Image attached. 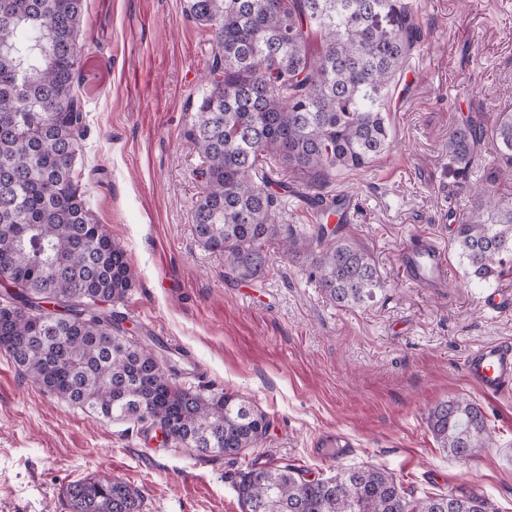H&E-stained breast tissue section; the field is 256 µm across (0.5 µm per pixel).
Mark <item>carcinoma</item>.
<instances>
[{
  "mask_svg": "<svg viewBox=\"0 0 512 512\" xmlns=\"http://www.w3.org/2000/svg\"><path fill=\"white\" fill-rule=\"evenodd\" d=\"M83 2L0 0V350L43 391L104 421L168 424L167 440L184 448L238 456L262 440L266 415L234 393L175 386L179 368L150 347L155 338L124 335L125 317L102 310L136 276L74 176L86 114L71 41ZM185 11L215 45L211 87L185 132L202 159L198 241L251 281L263 276L274 240L331 303L373 301L384 282L372 255L330 227L334 210L304 233L283 223L294 189L272 174H303L309 197L322 202L340 173L390 150L391 101L423 39L415 11L406 0H186ZM485 140L497 158L472 183ZM447 153L471 198L452 244L466 277L487 283L512 269V200L493 190L512 180V110L490 125L468 113L449 131ZM427 423L456 459L491 439L480 405L464 397L434 405ZM234 488L243 512H489L477 495L409 498L377 467L306 480L267 461L241 472ZM66 497L69 512H143L141 491L108 476L75 482Z\"/></svg>",
  "mask_w": 512,
  "mask_h": 512,
  "instance_id": "obj_1",
  "label": "carcinoma"
}]
</instances>
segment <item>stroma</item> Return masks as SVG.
Segmentation results:
<instances>
[{
  "instance_id": "stroma-1",
  "label": "stroma",
  "mask_w": 512,
  "mask_h": 512,
  "mask_svg": "<svg viewBox=\"0 0 512 512\" xmlns=\"http://www.w3.org/2000/svg\"><path fill=\"white\" fill-rule=\"evenodd\" d=\"M185 0H84L78 91L87 132L74 175L99 224L127 253L135 288L117 303L127 326L185 354L177 385L247 397L269 426L257 448L206 457L149 440L44 393L0 351V512H67L75 481L106 474L144 496V512H241L233 488L251 462L275 461L320 479L366 466L393 473L414 497L475 494L512 512V393L484 397L460 361L482 342L512 339V272L477 284L451 248L449 211L468 205L448 174V132L470 112L512 105V0H415L423 41L393 106V144L336 188L356 196L343 236L373 255L385 282L363 307L331 304L277 243L264 279L244 281L197 240L192 209L201 160L185 131L209 88L199 59L214 44ZM447 250L449 282L409 284L401 250L416 236ZM479 402L494 433L460 461L427 425L437 402ZM345 435L356 452L321 455L317 439Z\"/></svg>"
}]
</instances>
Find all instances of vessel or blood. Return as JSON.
I'll list each match as a JSON object with an SVG mask.
<instances>
[{
	"instance_id": "obj_1",
	"label": "vessel or blood",
	"mask_w": 512,
	"mask_h": 512,
	"mask_svg": "<svg viewBox=\"0 0 512 512\" xmlns=\"http://www.w3.org/2000/svg\"><path fill=\"white\" fill-rule=\"evenodd\" d=\"M407 281L420 288H434L448 280L446 253L437 243L423 237L406 246L400 259ZM466 378L486 396L512 392V341L485 342L470 348L464 358Z\"/></svg>"
}]
</instances>
